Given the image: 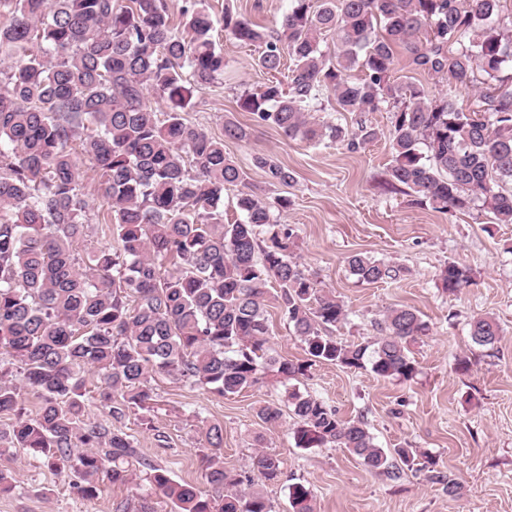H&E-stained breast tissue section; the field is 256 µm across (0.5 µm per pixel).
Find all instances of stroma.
<instances>
[{"instance_id":"35a3bbf8","label":"stroma","mask_w":512,"mask_h":512,"mask_svg":"<svg viewBox=\"0 0 512 512\" xmlns=\"http://www.w3.org/2000/svg\"><path fill=\"white\" fill-rule=\"evenodd\" d=\"M204 4L214 17L229 7L269 29L279 27L288 9V0ZM214 38L227 60L224 77L195 90L182 115L186 123L218 136L228 121L247 130L246 139H225L224 152L268 197L289 198L288 208L276 211L275 219L293 228L298 262L348 310L347 321L330 327V334L347 342L369 339L376 336L383 314L399 305L419 310L430 326L428 335L411 346L418 373L410 381L384 380L367 368L319 364L300 378V390L335 407L342 418L363 419L384 450L428 451L461 489L448 496L425 473L408 469L396 478L369 472L343 448H296L291 414H283L273 427L256 415L260 406L283 398V387L269 379L225 398L153 375L150 386L159 404L154 422L166 433L167 444H160L134 414L122 422V430L143 458L208 495L214 489L205 477L198 418L223 426L226 468L251 471L255 448L263 446L282 461L280 481L263 486L276 512H289L292 483L312 491L316 512H512V224L492 223L479 206L465 214L441 213L413 205L404 192L382 190L379 181L391 160L384 136L390 128L387 112L366 113L367 124L383 136L356 152L336 142L313 146L291 140L257 124L237 102L269 79L258 64V47L234 43L220 28ZM260 154L288 167L292 185H268L253 162ZM85 185L89 228L77 246L81 254L111 241L98 184L89 178ZM359 252L402 265L406 273L395 281L360 283L347 263ZM451 261L467 267L472 277L471 285L455 295L444 292L438 281ZM486 314L502 329L491 348L474 344L470 336L473 319ZM462 356L469 361L465 371L456 368ZM258 434L263 437L259 443L254 440ZM0 471L13 483L0 493V512H115L116 503L137 496L134 485H118L102 475L97 496L83 498L73 478L22 449L0 456Z\"/></svg>"}]
</instances>
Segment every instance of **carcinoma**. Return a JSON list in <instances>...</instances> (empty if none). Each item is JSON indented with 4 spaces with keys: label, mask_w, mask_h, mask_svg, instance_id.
Masks as SVG:
<instances>
[{
    "label": "carcinoma",
    "mask_w": 512,
    "mask_h": 512,
    "mask_svg": "<svg viewBox=\"0 0 512 512\" xmlns=\"http://www.w3.org/2000/svg\"><path fill=\"white\" fill-rule=\"evenodd\" d=\"M503 0H289L280 26L267 29L224 9V33L261 48L258 65L277 72L292 63L288 88L271 80L239 99L257 123L290 139L344 142L356 151L381 136L360 123L349 131L310 119L323 92L338 112H391V163L386 181L442 213L477 202L498 224H512V37L499 31ZM13 20L0 26V456L23 448L66 476L85 498L104 472L114 484L147 483L136 512H151L159 494L174 512H275L252 476L224 467V428H202L206 479L221 490L207 497L143 459L130 435L114 427L129 414L154 425L149 379L176 377L221 397L270 377L285 389L303 450L347 449L372 472L398 477L418 467L450 497L459 483L427 452L374 443L364 422L344 420L325 401L293 385L318 363L370 367L377 377L408 381L418 372L411 343L429 332L410 306L378 322V336L344 342L327 327L347 320L344 304L323 292L293 256L294 232L274 220L268 202L249 187L245 171L224 154V139L246 129L227 122L224 136L193 127L182 116L190 86L224 76L227 61L212 40L214 20L199 0H0ZM184 21L179 31L171 9ZM337 36L336 62L321 36ZM414 69L443 75L448 93L430 97L418 84L392 79L397 50ZM362 72L359 78L351 71ZM166 98L158 119L147 90ZM475 89L474 107L453 93ZM96 173L110 202L107 218L117 247L83 260L77 245L89 228L83 164ZM271 185L293 174L257 156ZM242 186L236 205L244 220L224 223V187ZM172 270L164 273L165 263ZM366 284L397 280L405 269L362 254L348 258ZM444 291L458 293L469 270L450 261ZM284 311L306 359L268 353L267 303ZM472 341L494 346L495 317L470 324ZM97 373L109 420L84 418L85 374ZM17 374L20 381L9 376ZM41 402L26 414L23 395ZM283 416L268 402L257 417L273 426ZM253 468L264 482L282 477L277 455L256 449ZM290 512H314L311 491L288 486Z\"/></svg>",
    "instance_id": "1"
}]
</instances>
